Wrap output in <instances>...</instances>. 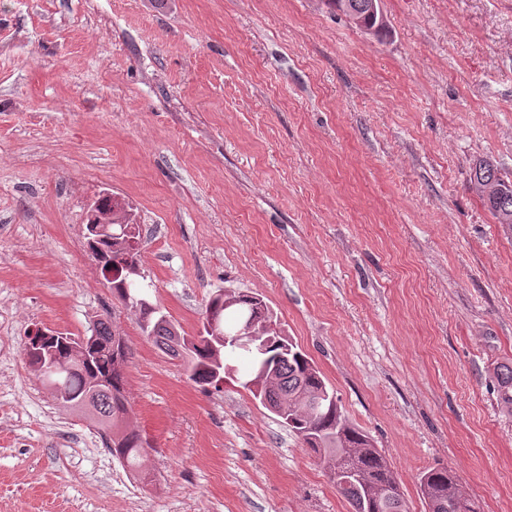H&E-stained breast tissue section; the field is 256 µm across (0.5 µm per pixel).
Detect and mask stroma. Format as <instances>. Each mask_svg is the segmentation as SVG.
<instances>
[{"instance_id":"stroma-1","label":"stroma","mask_w":512,"mask_h":512,"mask_svg":"<svg viewBox=\"0 0 512 512\" xmlns=\"http://www.w3.org/2000/svg\"><path fill=\"white\" fill-rule=\"evenodd\" d=\"M0 0V512H351L236 379L188 380L87 246L126 203L152 302L197 335L216 290L274 311L395 471L451 467L512 512V231L471 189L512 180V0ZM108 320L129 359L127 471L31 368L32 329ZM497 397L502 410L512 413V364L503 363L497 368Z\"/></svg>"}]
</instances>
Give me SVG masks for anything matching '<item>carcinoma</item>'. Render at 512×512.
<instances>
[{
    "label": "carcinoma",
    "instance_id": "obj_1",
    "mask_svg": "<svg viewBox=\"0 0 512 512\" xmlns=\"http://www.w3.org/2000/svg\"><path fill=\"white\" fill-rule=\"evenodd\" d=\"M472 189L481 198L498 223L512 230V182L498 168L481 160L470 170ZM112 239L103 238L90 245L103 272L112 273V294L139 314L142 332L156 345L182 361L189 380L204 386L219 387L220 380L237 369L228 359L237 347L224 338L233 334L243 313L258 306L256 297L233 293L234 302L219 290L209 298L199 341L184 345V337L158 306L145 308L138 303L141 288H127L126 268L138 267L142 246L139 225L114 223ZM98 342L89 353V363L69 370V350L61 343L63 334L42 336L43 353L54 351L56 360L44 364L41 381L63 395L64 409L86 413L85 401L95 393L97 404L92 417L104 432L106 448L125 467L137 470L145 454L141 434L128 423L125 395L127 353L124 340L110 330L106 322L94 324ZM262 332L257 345L264 349L263 359L272 380L251 390L265 408L292 431L325 464L327 470L353 471L350 481L336 484L337 492L347 500L352 512H407L400 484L385 457L375 448L369 435L352 423L343 412L334 389L328 385L313 360L297 346ZM497 397L501 409L512 413V364L497 368ZM419 488L427 512H480L456 474L445 465H437L419 476Z\"/></svg>",
    "mask_w": 512,
    "mask_h": 512
}]
</instances>
